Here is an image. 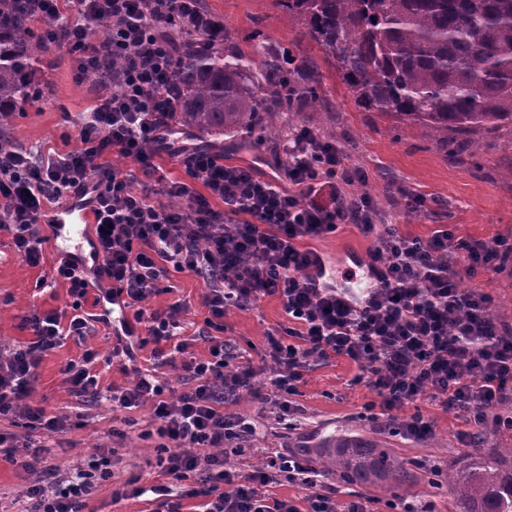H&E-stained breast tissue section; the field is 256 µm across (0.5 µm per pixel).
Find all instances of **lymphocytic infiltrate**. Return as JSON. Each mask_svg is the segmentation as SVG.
I'll return each mask as SVG.
<instances>
[{"label":"lymphocytic infiltrate","instance_id":"lymphocytic-infiltrate-1","mask_svg":"<svg viewBox=\"0 0 512 512\" xmlns=\"http://www.w3.org/2000/svg\"><path fill=\"white\" fill-rule=\"evenodd\" d=\"M42 26L40 46L74 55L77 83L111 75L93 107L82 118L77 148L64 152H0V228L11 231L18 256L31 266L42 260L46 242L40 231L60 197L93 188L95 215L92 246L100 262L85 267L69 257L59 261L54 278L63 280L73 298L74 315L62 323L55 313H31L24 324L34 332L29 344L0 357V418L22 422L28 430L53 435L69 419L47 415L30 404L36 369L43 354L64 337L85 336L93 326L80 309L90 278L108 280V303H140L159 295L169 270L203 280L202 302L208 327L223 331L228 309L247 310L263 295L280 296L291 321V344L269 338L268 364L229 366L228 344L214 340L205 359L186 357L179 341L181 303L164 312L137 310L147 334L137 343H117L114 355L125 356L131 380L113 389L112 402L124 409L152 403L157 433L176 444L160 450L156 465L172 477L169 485L134 486L114 492V500L152 493L168 512L178 500L198 498L202 512H370L361 497L343 502L329 473L302 455L267 449L247 474L225 468L224 447L261 434L258 421L230 412L229 404L249 394L259 404L275 405L278 421L297 424L290 400L311 358L342 356L355 362L360 379L376 393L366 409L372 418L418 399L442 406L478 425L488 415L512 425L501 411L512 398V331L497 330L489 299L459 287L454 254L474 265L512 256V245L489 248L454 238L439 229L427 240L410 239L394 227L377 231V210L369 196L345 195V187L362 182L360 170L346 164L334 142L300 128L282 145L287 187L260 175L253 165L225 163L211 150L176 144L169 91L176 84V43L172 27L198 36L203 46L224 43V21L204 9L201 0H11ZM106 25L105 39L92 38L91 25ZM177 158L185 180L159 175L157 153ZM129 160L130 168L112 165L109 155ZM156 175L157 187H137L138 174ZM338 192L332 206L312 203L327 180ZM162 193L169 205L156 203ZM353 224L375 235L371 253L375 288L361 299L338 288H313L311 250L303 240ZM174 342L164 356L160 342ZM156 343L155 358L176 371L186 392L158 381L139 367L136 349ZM263 383H256L257 374ZM32 477L22 512H82L96 485L112 475L114 451L92 454L67 471L47 465L38 446L18 455L4 452ZM306 491L303 503L266 494L281 480Z\"/></svg>","mask_w":512,"mask_h":512}]
</instances>
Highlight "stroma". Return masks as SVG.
I'll list each match as a JSON object with an SVG mask.
<instances>
[{
  "label": "stroma",
  "instance_id": "1",
  "mask_svg": "<svg viewBox=\"0 0 512 512\" xmlns=\"http://www.w3.org/2000/svg\"><path fill=\"white\" fill-rule=\"evenodd\" d=\"M203 6L223 18L245 52L269 42L290 52L298 66L320 73V101L299 106L295 120L335 134V143L346 161L364 170L365 179L356 190L369 195L382 223L395 225L400 234L421 240L445 227L458 239L488 245L512 243V181L506 177L512 169V133L481 135L482 148L476 153L456 142L440 149L416 128L356 106L341 74L326 62L316 43L302 36L301 26L274 0H203ZM35 84L42 92L40 101L20 103L0 132L19 149L63 148L65 142L75 140L76 124L98 89L89 83H75L70 55L54 49L40 55ZM220 149L227 163L255 165L269 178L283 175L278 145H248L242 137L228 136ZM409 195L423 200L420 210L406 209L405 198ZM375 245L374 235L364 234L352 224L339 225L335 233L310 243L325 260L335 263L341 283L350 281L356 271L347 250H358L365 259ZM57 259L48 247L42 263L29 266L17 256L10 232L0 229V345L18 346L30 341L31 333L24 328L23 320L31 311L72 316L73 299L66 284L39 285L40 279L51 277ZM456 265L462 271L461 288L488 295L495 321L512 328V261L501 269L472 274L467 272L468 261L461 254ZM167 284L168 292L149 299L147 309L163 311L175 302H183L178 316L180 338L195 357H207L209 313L201 304L204 282L173 270ZM288 325L276 295L262 296L249 310H228L223 337L231 345L230 365L262 366L267 334L282 332ZM114 342L112 328L101 325L88 336L67 337L46 353L38 370L34 399L48 410L66 414L72 425L67 432L50 438L33 433L31 442L48 447L49 463L63 470L82 463L99 449H117L122 464L114 467L111 479L98 485L87 498L84 512H155V502L144 496L118 502L112 499L113 491L125 489L128 481L150 486L165 480L151 465L161 443L160 437L151 432L152 405L120 409L103 397L74 394L64 374L68 363L92 350L102 357L96 367L101 386H126L129 378L118 364L105 361ZM358 373V366L343 357L311 361L293 398L301 414L292 430L283 429L275 415L262 410L249 395H240L232 405L233 411L258 419L263 432L260 437L229 444L224 456L227 467L251 471L259 463L258 451L262 448H283L313 458L323 443L336 435L365 436L388 448L403 463L405 478L396 485H351L341 481L337 484L341 497L359 494L371 498L375 512H391L389 503L396 495L409 501L427 500L433 503L435 512H448V488L431 484L428 471L431 466L443 467L449 459L476 452L478 447L467 435L468 424L455 413L417 400L396 409V419L422 414L431 426V435L417 439L397 432L394 421L364 416V404L376 394L357 382ZM117 429L122 430V437H114Z\"/></svg>",
  "mask_w": 512,
  "mask_h": 512
}]
</instances>
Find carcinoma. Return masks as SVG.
<instances>
[{"mask_svg":"<svg viewBox=\"0 0 512 512\" xmlns=\"http://www.w3.org/2000/svg\"><path fill=\"white\" fill-rule=\"evenodd\" d=\"M296 19L355 102L414 125L443 148L478 131L512 130V0H276ZM29 21L0 14V121L35 90L41 47ZM261 44L249 55L224 30V45H181L174 121L203 136L245 135L273 142L296 130L295 102H315L320 77L285 67ZM341 479L396 483L404 471L385 448L338 437L320 449ZM450 512H512V448L448 463Z\"/></svg>","mask_w":512,"mask_h":512,"instance_id":"1","label":"carcinoma"}]
</instances>
